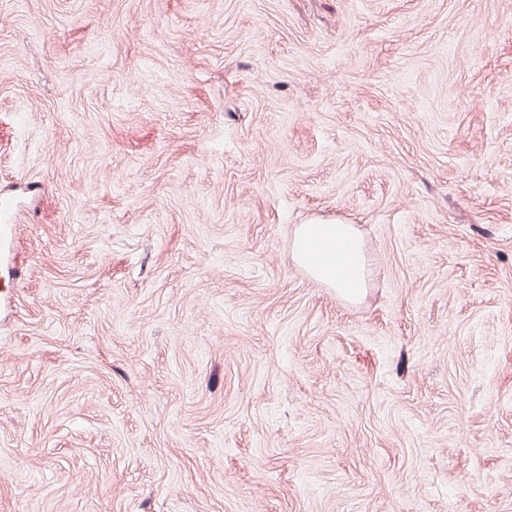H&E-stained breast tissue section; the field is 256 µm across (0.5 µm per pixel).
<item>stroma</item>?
I'll return each instance as SVG.
<instances>
[{
	"label": "stroma",
	"mask_w": 512,
	"mask_h": 512,
	"mask_svg": "<svg viewBox=\"0 0 512 512\" xmlns=\"http://www.w3.org/2000/svg\"><path fill=\"white\" fill-rule=\"evenodd\" d=\"M1 194L0 512H512V0H0ZM17 215L14 202L9 197H0V241L11 238L17 232ZM290 258L342 299L357 300L366 291L363 237L354 224H301Z\"/></svg>",
	"instance_id": "stroma-1"
}]
</instances>
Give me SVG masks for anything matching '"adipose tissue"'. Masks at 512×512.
Segmentation results:
<instances>
[{"label":"adipose tissue","mask_w":512,"mask_h":512,"mask_svg":"<svg viewBox=\"0 0 512 512\" xmlns=\"http://www.w3.org/2000/svg\"><path fill=\"white\" fill-rule=\"evenodd\" d=\"M290 258L313 278L333 288L340 298L356 300L366 291L364 243L356 225L340 222L300 225Z\"/></svg>","instance_id":"1"}]
</instances>
